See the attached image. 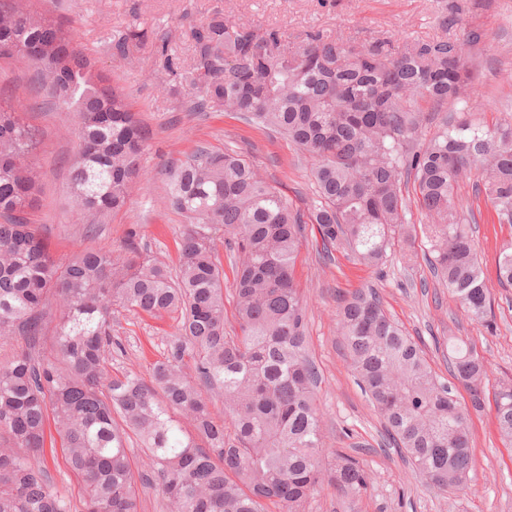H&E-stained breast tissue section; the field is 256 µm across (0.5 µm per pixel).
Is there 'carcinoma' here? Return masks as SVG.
<instances>
[{
    "instance_id": "carcinoma-1",
    "label": "carcinoma",
    "mask_w": 512,
    "mask_h": 512,
    "mask_svg": "<svg viewBox=\"0 0 512 512\" xmlns=\"http://www.w3.org/2000/svg\"><path fill=\"white\" fill-rule=\"evenodd\" d=\"M185 77L198 112H227L288 136L313 165L315 198L293 209L235 151L199 145L170 166L169 205L186 229L173 270L129 239L119 250L84 249L55 258L29 218L42 173L40 131L28 107L0 102V340L22 339L0 359V512H73L51 487L45 431L53 420L71 468L84 482L82 512H140L132 438L165 512H310L329 484L344 495L369 487L360 461L325 441L316 402L320 373L307 350V315L294 267L312 223L322 251H349L379 268L410 246L402 187L413 186L427 224L434 274L471 321L493 327L471 225L455 194L474 176L475 199L492 223L512 229V119H472L473 87L464 61L482 35L415 41L387 37L352 44L309 34L292 48L281 32L215 14L192 33ZM146 32L112 43L127 59ZM39 48L35 62L27 59ZM0 59L23 63L55 105L79 117L71 185L80 221L103 223L144 175L149 139L136 113L65 25L21 0H0ZM437 107L429 116L417 99ZM465 111L448 114V103ZM435 120L426 145L410 147ZM233 237V302L240 334L224 330L219 230ZM512 287V239L497 263ZM57 334L44 347L46 307ZM179 317L178 333L150 380L107 370L112 313ZM348 366L398 449L425 484L467 494L473 449L470 411L494 403L502 442L512 446V377L486 388L487 369L468 342L448 338L450 385L420 345L386 313L374 288L345 297L337 314ZM470 405L459 402L456 386Z\"/></svg>"
}]
</instances>
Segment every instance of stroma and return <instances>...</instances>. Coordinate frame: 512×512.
Masks as SVG:
<instances>
[{"label":"stroma","mask_w":512,"mask_h":512,"mask_svg":"<svg viewBox=\"0 0 512 512\" xmlns=\"http://www.w3.org/2000/svg\"><path fill=\"white\" fill-rule=\"evenodd\" d=\"M35 7L60 18L72 29L76 43L95 57L113 85L124 94L149 132L142 165L148 178L132 188L126 206L112 213L96 234L84 236L72 194L68 161L76 150L77 118L57 109L48 90L33 92L32 70L0 61V98L22 99L28 121L43 132L39 161L43 188L33 220L41 224L51 250L60 258L91 247L117 250L128 238L170 267L179 264L178 241L186 225L167 205L169 162L184 158L197 146L215 152H240L293 207L304 210L314 196L311 162L284 134L259 127L224 112L191 111L192 97L159 64L157 47L146 41L127 61L112 54V38L137 27L148 32L172 31L169 54L182 66L192 58V27L213 14L262 27H276L286 43L309 33L363 43L375 37L396 44L413 40L465 38L478 31L482 40L471 47L468 66L474 74L481 122L494 124L512 115V0H32ZM456 15L455 25L443 19ZM482 208L475 241L494 299V327L469 321L444 285L434 278L424 256L423 238H416L412 261L394 250L382 271L358 264L343 251L333 260L319 253L317 231L306 228L296 278L305 290L307 348L321 373L317 391L324 427L333 447L347 449L370 472L367 491L344 503L334 487H326L310 512H512V447L498 435L494 406L471 414L473 491L440 494L428 489L395 449L383 444V426L362 395L345 361L336 328L340 301L359 288H377L387 313L415 338L432 369L447 377L443 353L433 340L449 334L475 344L490 383L512 376V287L498 283L499 245L512 229L489 223ZM173 319L136 316L121 310L112 316V333L125 353L113 356L111 373L137 371L149 377L160 360ZM45 467L56 491L80 503L83 479L72 471L62 448L45 453Z\"/></svg>","instance_id":"obj_1"}]
</instances>
